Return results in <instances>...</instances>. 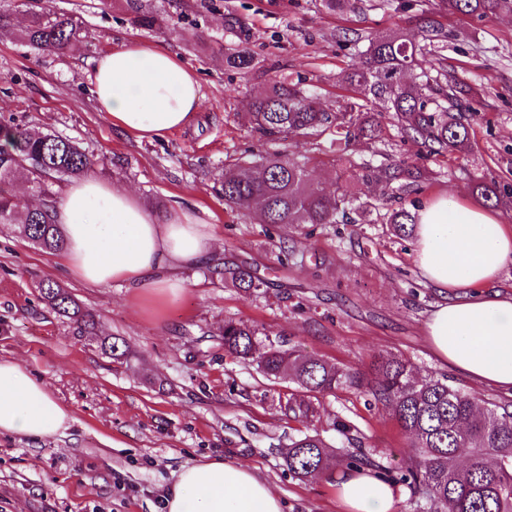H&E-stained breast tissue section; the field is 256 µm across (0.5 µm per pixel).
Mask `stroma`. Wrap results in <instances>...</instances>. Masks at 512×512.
I'll use <instances>...</instances> for the list:
<instances>
[{
  "mask_svg": "<svg viewBox=\"0 0 512 512\" xmlns=\"http://www.w3.org/2000/svg\"><path fill=\"white\" fill-rule=\"evenodd\" d=\"M140 3L158 18L152 28L135 23L126 0H0L13 17L0 32V125L74 140L103 159L94 177L132 190L157 214L177 207L199 215L216 247L182 272L179 294L150 296L131 283L82 285L63 274L61 254L33 244L18 225L0 224V358L17 360L73 415L50 439L0 434V512H162L161 496L181 468L208 456L257 472L283 512H341L336 478L302 481L285 470L280 447L304 424L281 411L280 385L225 354L220 333L225 320H242L363 373L375 356L397 355L419 377L448 372L477 399H503L434 355L426 323L444 297L424 284L413 239L396 237L379 219L393 188L359 174L363 165L399 160L432 170L422 192L404 197L407 208L436 196L480 207L477 181L512 187V9L480 20L439 12L438 0H353L340 14L326 12L322 0ZM48 9L82 26L64 52L35 51L17 36ZM424 18L448 33L449 80L480 92L467 151L442 162L425 157L379 102L369 109L381 117V139L354 141L343 153L327 137L316 145L294 136L272 141L248 124L252 100L281 74L313 90L326 110L351 102L341 77L360 64L362 47L337 42V29L414 33ZM132 42L177 53L204 96L189 124L159 140L116 130L95 103L96 59ZM234 45L253 55V69L225 64ZM282 150L305 163L315 186H346L375 212L348 224L273 226L226 207L225 164ZM239 266L267 279V288H235L229 271ZM46 279L95 315L96 335H78L46 305L39 293ZM112 336L125 340L129 358L102 351L101 338ZM339 417L353 427L342 450L390 467L410 451L397 423L360 390L320 399L315 427L328 443L337 442Z\"/></svg>",
  "mask_w": 512,
  "mask_h": 512,
  "instance_id": "obj_1",
  "label": "stroma"
}]
</instances>
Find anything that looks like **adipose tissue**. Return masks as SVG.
<instances>
[{"instance_id": "1", "label": "adipose tissue", "mask_w": 512, "mask_h": 512, "mask_svg": "<svg viewBox=\"0 0 512 512\" xmlns=\"http://www.w3.org/2000/svg\"><path fill=\"white\" fill-rule=\"evenodd\" d=\"M94 96L114 128L159 139L199 111L201 87L179 57L139 45L112 50L94 66ZM53 219L66 237L63 264L83 284L133 281L152 293L182 290L179 269L212 252L206 222L176 210L158 217L136 194L89 177L57 199ZM415 259L426 281L445 290L426 332L456 370L512 393V295L489 284L512 261V228L489 211L435 198L418 212ZM69 409L20 364L0 360V433L49 438L65 429ZM346 512H395V492L370 471L337 489ZM166 512H282V502L247 466L214 457L184 467L163 496Z\"/></svg>"}]
</instances>
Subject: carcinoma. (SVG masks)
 Returning a JSON list of instances; mask_svg holds the SVG:
<instances>
[{
	"mask_svg": "<svg viewBox=\"0 0 512 512\" xmlns=\"http://www.w3.org/2000/svg\"><path fill=\"white\" fill-rule=\"evenodd\" d=\"M503 2L439 0L438 9L485 18L501 9ZM419 33V41L403 31L367 39L361 65L343 75V83L359 94L362 103L329 112L299 84L275 78L253 100L250 123L261 136L272 139L295 135L312 144L331 134L336 147L344 150L355 139L381 137L379 122L361 111L363 104L374 99L386 103L404 134L418 142L426 156L444 158L464 150L470 143L465 118L470 106L461 97L470 91L438 82L439 75L448 78L446 59L438 55L439 43L447 35L436 22L424 20ZM79 35L80 25L73 17L47 11L35 16L20 39L34 49L60 53ZM412 71L417 72L419 82L410 84L406 76ZM5 133L7 142L0 145V224H19L33 243L61 252L65 238L51 218L53 186L89 174L98 161L73 141L55 134L12 128ZM22 171L41 200L35 207L22 204L13 193V179ZM362 177L377 184L395 183L405 193L422 190V172L415 165H388L378 172L367 167ZM474 189L486 202L502 201L493 182L479 181ZM222 191L226 205L254 213L261 224H337L353 210L364 215L375 207L370 201L354 206L347 189L327 192L314 186L305 166L284 152L270 154L256 165L238 159L224 169ZM382 223L390 225L395 235L408 237L414 233L417 216L401 206L385 212ZM231 281L245 292L267 286L242 266L231 272ZM40 294L78 334L95 335V316L57 282H42ZM260 335L254 326L226 321L224 351L255 366L266 380L288 383L289 392L279 397L285 415L311 422L317 416L319 398L345 387H362L411 441L400 476L395 477L369 456L331 452L320 433H302L289 439L281 452L293 477L304 480L369 465L378 478L406 484L417 512H512L511 401H490L481 407L448 375L418 379L410 362L395 355L380 358L367 376L306 356L268 336L261 352ZM462 448L469 453L464 467L456 463Z\"/></svg>",
	"mask_w": 512,
	"mask_h": 512,
	"instance_id": "1",
	"label": "carcinoma"
}]
</instances>
